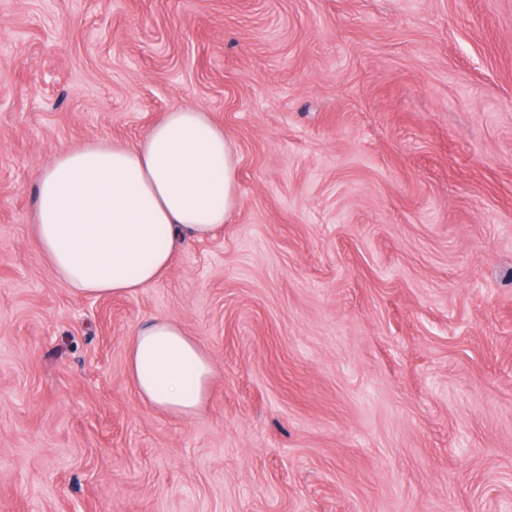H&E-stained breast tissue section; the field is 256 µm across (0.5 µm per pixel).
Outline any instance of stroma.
Instances as JSON below:
<instances>
[{
	"label": "stroma",
	"mask_w": 512,
	"mask_h": 512,
	"mask_svg": "<svg viewBox=\"0 0 512 512\" xmlns=\"http://www.w3.org/2000/svg\"><path fill=\"white\" fill-rule=\"evenodd\" d=\"M175 108L238 207L73 293L37 170ZM156 318L213 363L193 418L130 383ZM0 512H512V0H0Z\"/></svg>",
	"instance_id": "35a3bbf8"
}]
</instances>
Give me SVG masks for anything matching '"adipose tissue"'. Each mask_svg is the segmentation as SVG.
<instances>
[{"label":"adipose tissue","instance_id":"obj_1","mask_svg":"<svg viewBox=\"0 0 512 512\" xmlns=\"http://www.w3.org/2000/svg\"><path fill=\"white\" fill-rule=\"evenodd\" d=\"M33 238L56 277L87 297L124 296L168 272L191 238L222 229L237 207V159L222 127L174 109L133 145L59 151L36 173ZM139 397L175 417L196 414L214 375L204 348L159 318L129 338Z\"/></svg>","mask_w":512,"mask_h":512}]
</instances>
